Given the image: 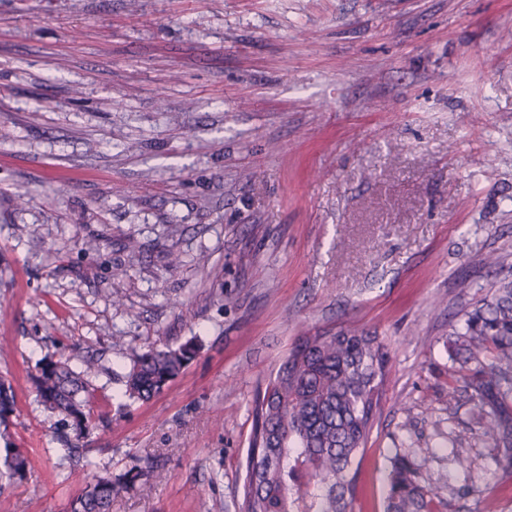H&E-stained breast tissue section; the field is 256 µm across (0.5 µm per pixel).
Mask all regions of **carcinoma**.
Instances as JSON below:
<instances>
[{"instance_id":"cac0c4a2","label":"carcinoma","mask_w":512,"mask_h":512,"mask_svg":"<svg viewBox=\"0 0 512 512\" xmlns=\"http://www.w3.org/2000/svg\"><path fill=\"white\" fill-rule=\"evenodd\" d=\"M449 347L474 368L460 376L462 387L448 389V406L459 390L475 402L476 423L494 442V470L512 471V280H504L490 298L469 313L465 327L450 335ZM192 347L151 346L129 371L126 395L146 401L177 378ZM97 360L81 371L49 360L32 375L44 406L70 420L80 438L92 426L91 378ZM389 372V356L379 337L360 328L336 333L306 332L298 337L277 370L260 386L252 404L253 428L243 468L239 512H348L356 474L352 465L366 446L375 410ZM17 409L15 390L0 378V424ZM453 478L448 494H482L468 481L471 448L455 442L450 451ZM0 466L13 481L30 469L28 453L5 443ZM127 483L99 477L75 495L70 512H112V499ZM432 489L419 481L409 453L390 459L386 512H433Z\"/></svg>"}]
</instances>
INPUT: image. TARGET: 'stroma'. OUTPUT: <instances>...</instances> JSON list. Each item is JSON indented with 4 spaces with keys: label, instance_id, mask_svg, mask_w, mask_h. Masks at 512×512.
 <instances>
[{
    "label": "stroma",
    "instance_id": "35a3bbf8",
    "mask_svg": "<svg viewBox=\"0 0 512 512\" xmlns=\"http://www.w3.org/2000/svg\"><path fill=\"white\" fill-rule=\"evenodd\" d=\"M511 31L512 0H0V376L32 458L0 512L156 467L112 512H237L258 386L297 336L353 326L390 373L350 512H384L399 448L437 484L452 434L484 495L447 512H512L473 402L448 405L449 336L512 279ZM188 341L126 396L149 345ZM90 356L78 463L30 376ZM193 352L188 345L150 346L138 357L126 377V395L130 399L149 400L181 374Z\"/></svg>",
    "mask_w": 512,
    "mask_h": 512
}]
</instances>
